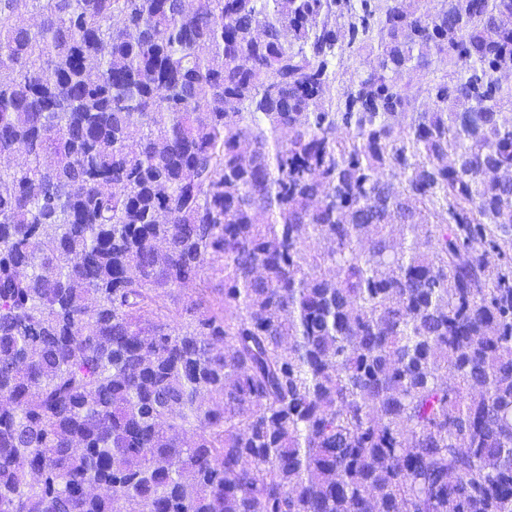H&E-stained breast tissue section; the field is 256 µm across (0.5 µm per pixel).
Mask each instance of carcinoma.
<instances>
[{"label":"carcinoma","instance_id":"carcinoma-1","mask_svg":"<svg viewBox=\"0 0 512 512\" xmlns=\"http://www.w3.org/2000/svg\"><path fill=\"white\" fill-rule=\"evenodd\" d=\"M505 71L512 0H0V512H512ZM221 265H224V260H217L213 263L207 262L201 271L202 282H199V280L197 282L190 281L183 285L181 288H178V293H180L186 299H195L198 295V292H200V288L203 287L204 282L211 280L212 285H217L219 279L218 276L214 275V269L220 267Z\"/></svg>","mask_w":512,"mask_h":512}]
</instances>
